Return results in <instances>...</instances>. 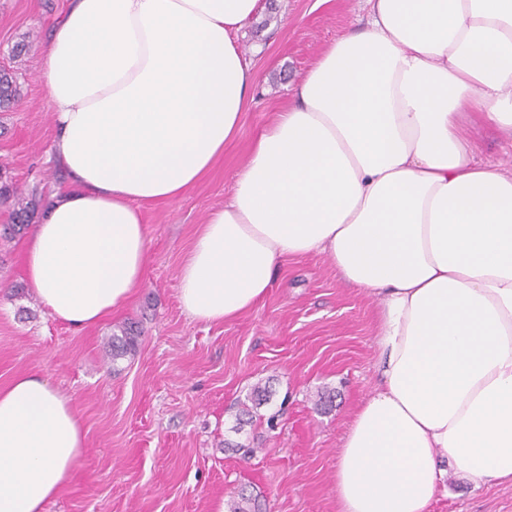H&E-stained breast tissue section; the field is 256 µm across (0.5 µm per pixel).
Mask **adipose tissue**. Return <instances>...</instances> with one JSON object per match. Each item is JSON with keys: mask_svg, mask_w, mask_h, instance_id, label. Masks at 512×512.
<instances>
[{"mask_svg": "<svg viewBox=\"0 0 512 512\" xmlns=\"http://www.w3.org/2000/svg\"><path fill=\"white\" fill-rule=\"evenodd\" d=\"M254 142L179 268L192 318L261 302L290 259L329 257L378 300L379 382L336 460L338 512H428L449 475L512 484V0H366ZM260 0H70L41 46L69 174L25 241L48 314L97 324L143 282L142 208L191 189L239 134L255 74L233 39ZM84 448L70 397L0 388V512H43ZM465 134L477 143V159L500 163L505 169L512 171V139L507 135L477 133L476 130L465 129Z\"/></svg>", "mask_w": 512, "mask_h": 512, "instance_id": "1", "label": "adipose tissue"}]
</instances>
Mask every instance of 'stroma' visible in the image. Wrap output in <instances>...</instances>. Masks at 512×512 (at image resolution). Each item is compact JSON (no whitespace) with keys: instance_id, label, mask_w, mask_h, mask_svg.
Listing matches in <instances>:
<instances>
[{"instance_id":"1","label":"stroma","mask_w":512,"mask_h":512,"mask_svg":"<svg viewBox=\"0 0 512 512\" xmlns=\"http://www.w3.org/2000/svg\"><path fill=\"white\" fill-rule=\"evenodd\" d=\"M236 36L256 74L240 134L176 202L145 208V280L120 312L77 330L53 319L27 287L22 239H0V387L22 373L46 378L80 417L84 451L69 487L45 512H221L240 487L266 512H337L336 457L355 408L375 385V299L347 286L326 257L294 258L264 301L230 322L188 316L178 271L199 224L223 205L250 146L329 42L361 26L364 0H262ZM68 0H0V69L21 99L0 112V168L23 192L63 179L51 150V115L37 46ZM140 321L134 357L112 363L104 343ZM273 397L235 432L255 384ZM334 391L318 412L317 391ZM275 416V427L266 419ZM242 442L251 458L233 451ZM430 512H512V486L476 487L449 476Z\"/></svg>"}]
</instances>
